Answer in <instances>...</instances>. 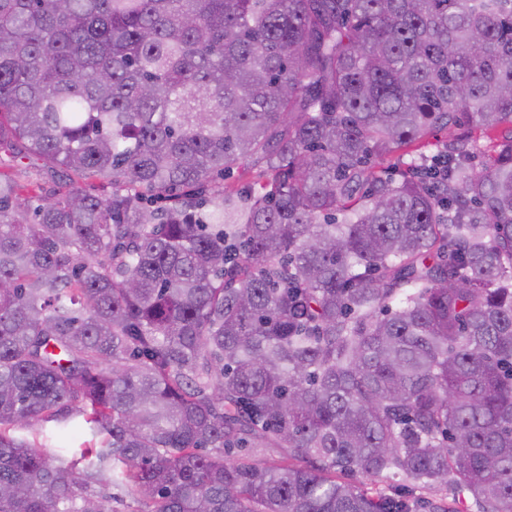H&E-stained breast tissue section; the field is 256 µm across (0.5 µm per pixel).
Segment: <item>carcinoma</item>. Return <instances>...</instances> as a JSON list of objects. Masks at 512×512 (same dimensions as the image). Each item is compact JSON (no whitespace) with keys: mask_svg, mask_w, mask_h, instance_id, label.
I'll use <instances>...</instances> for the list:
<instances>
[{"mask_svg":"<svg viewBox=\"0 0 512 512\" xmlns=\"http://www.w3.org/2000/svg\"><path fill=\"white\" fill-rule=\"evenodd\" d=\"M0 150V512H512V0H0ZM0 168L2 171H8L15 181L22 186V190L19 195V203L30 204V196L32 193L30 190L35 189L36 191L41 189H50L56 187L59 179L63 177L55 174V176L43 168L39 163L33 164L28 160L19 162L13 159L12 155L8 151L0 152Z\"/></svg>","mask_w":512,"mask_h":512,"instance_id":"obj_1","label":"carcinoma"}]
</instances>
